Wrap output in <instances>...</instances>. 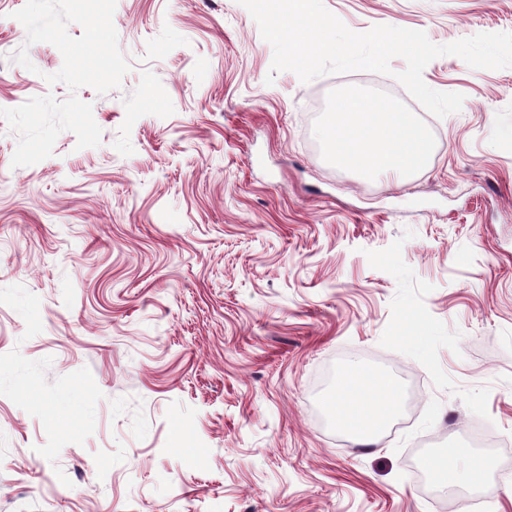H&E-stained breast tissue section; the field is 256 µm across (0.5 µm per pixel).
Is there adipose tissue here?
<instances>
[{"label": "adipose tissue", "instance_id": "adipose-tissue-1", "mask_svg": "<svg viewBox=\"0 0 512 512\" xmlns=\"http://www.w3.org/2000/svg\"><path fill=\"white\" fill-rule=\"evenodd\" d=\"M321 138L331 159L366 179L406 180L432 156L430 138L411 112L358 91L336 98ZM401 403L402 390L393 377L352 365L343 371L325 407L354 446L372 447ZM423 466L443 488H481L491 472L486 459H463L453 448L426 458Z\"/></svg>", "mask_w": 512, "mask_h": 512}]
</instances>
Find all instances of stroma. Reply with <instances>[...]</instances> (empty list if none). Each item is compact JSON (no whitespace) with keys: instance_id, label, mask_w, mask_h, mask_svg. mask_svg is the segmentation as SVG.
Returning a JSON list of instances; mask_svg holds the SVG:
<instances>
[{"instance_id":"stroma-1","label":"stroma","mask_w":512,"mask_h":512,"mask_svg":"<svg viewBox=\"0 0 512 512\" xmlns=\"http://www.w3.org/2000/svg\"><path fill=\"white\" fill-rule=\"evenodd\" d=\"M24 4L0 0V108L73 94ZM324 5L358 33L512 32V0ZM113 23L128 73L74 93L99 146L65 131L15 168L0 119V512H512V67L430 62L465 97L438 118L400 58L271 73L239 0H117ZM385 88L434 144L401 185L318 136L340 93ZM352 363L403 390L372 448L324 405ZM448 448L489 457V488L431 502L422 461Z\"/></svg>"}]
</instances>
